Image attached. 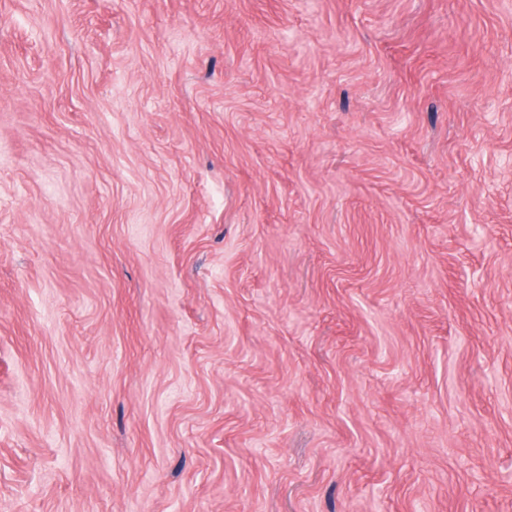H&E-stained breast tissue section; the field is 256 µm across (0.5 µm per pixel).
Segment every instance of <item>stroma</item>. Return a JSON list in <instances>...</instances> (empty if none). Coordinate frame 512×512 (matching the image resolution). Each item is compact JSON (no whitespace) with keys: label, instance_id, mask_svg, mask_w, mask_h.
I'll return each instance as SVG.
<instances>
[{"label":"stroma","instance_id":"35a3bbf8","mask_svg":"<svg viewBox=\"0 0 512 512\" xmlns=\"http://www.w3.org/2000/svg\"><path fill=\"white\" fill-rule=\"evenodd\" d=\"M512 0H0V512H512Z\"/></svg>","mask_w":512,"mask_h":512}]
</instances>
